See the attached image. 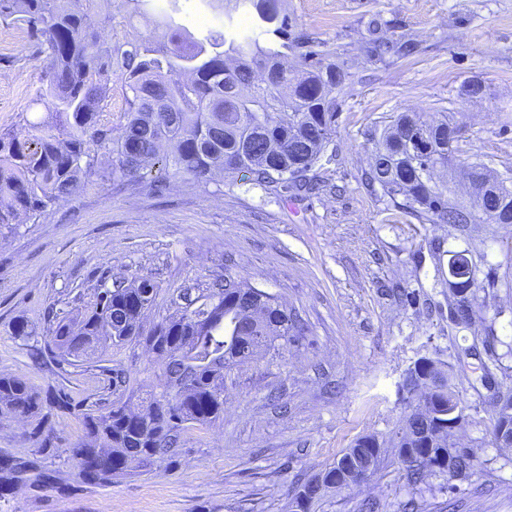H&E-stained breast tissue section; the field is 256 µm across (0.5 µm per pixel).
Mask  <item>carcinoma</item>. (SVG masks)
<instances>
[{"label": "carcinoma", "instance_id": "cac0c4a2", "mask_svg": "<svg viewBox=\"0 0 512 512\" xmlns=\"http://www.w3.org/2000/svg\"><path fill=\"white\" fill-rule=\"evenodd\" d=\"M96 0H0V23L22 29L43 62L44 82L31 105L52 120L23 118L27 133L0 130V230L38 222L87 183L112 188L161 189L171 178L199 183L216 171L245 173L285 193L313 189L309 173L325 156L336 123V89L349 73L323 66V54L294 32L279 0H223L224 22L192 34L175 22L179 0L155 20L152 37L112 41L114 15L92 9ZM152 0H122L125 19L148 14ZM301 52L288 62V48ZM119 78L110 85V76ZM124 106L117 122L100 121L112 90ZM374 163L365 183L380 187L421 224H512V187L482 161L467 166L472 188L485 189L486 217L475 218L434 170L458 152L459 128L401 112L371 133ZM468 268L470 292L450 320L471 318L477 266ZM158 285L147 275L113 280L95 292L77 318L47 315L48 346L74 366L101 344H143L161 360L159 391L146 389L84 413L86 438L69 449L79 477L101 485L142 474L176 452L182 430L217 421L224 413V370L278 340L303 331L301 320L270 293L224 276L196 297L185 292L173 314L145 328ZM440 362L418 360L404 381H420ZM428 445L450 459L455 478L484 468L468 448L448 440V422L468 418L455 393L433 395ZM26 381L0 374V416L42 410ZM417 486L445 475L433 457L403 465Z\"/></svg>", "mask_w": 512, "mask_h": 512}]
</instances>
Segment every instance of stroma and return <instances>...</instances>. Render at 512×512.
<instances>
[{
    "label": "stroma",
    "mask_w": 512,
    "mask_h": 512,
    "mask_svg": "<svg viewBox=\"0 0 512 512\" xmlns=\"http://www.w3.org/2000/svg\"><path fill=\"white\" fill-rule=\"evenodd\" d=\"M297 30L349 69L336 95L330 158L320 192L288 200L236 176L112 189L93 183L38 223L0 235V374L22 376L40 414L0 417V456L29 463L0 487V512H289L292 493L355 439L385 441L405 425L403 377L430 357L444 363L470 417L451 439L485 470L412 488L393 449L363 483L330 488L309 512H512V447L490 433L495 393L512 389V224H421L382 191H368V133L400 112L461 128L457 165L480 160L512 178V0H282ZM378 23L371 32L370 23ZM413 42L402 57L377 41ZM22 30L0 24V128L45 116L31 100L43 79ZM478 81L483 97H468ZM468 251L489 285L473 320H449L448 263ZM150 276L159 286L149 321L171 300L221 276L274 294L306 325L279 353L258 352L224 376V416L182 433L179 451L147 475L87 483L68 450L84 437L88 406L111 403L107 371L139 389L161 369L141 347H104L80 366L45 347L43 314L90 305L101 278ZM400 283L415 301L390 291ZM24 319L36 333L11 334ZM65 396L68 407L57 405Z\"/></svg>",
    "instance_id": "obj_1"
}]
</instances>
